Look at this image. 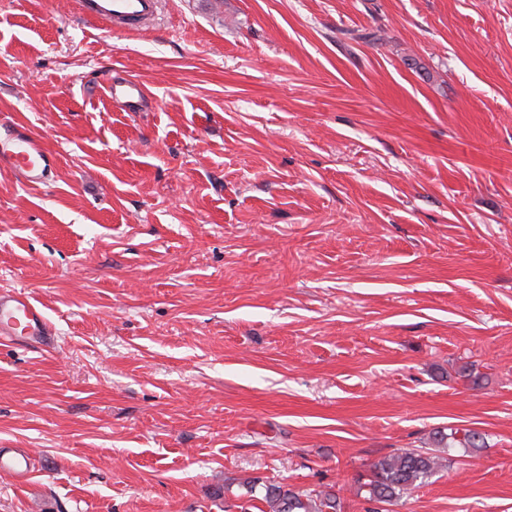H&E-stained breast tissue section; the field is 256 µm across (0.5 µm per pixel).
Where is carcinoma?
Masks as SVG:
<instances>
[{
	"label": "carcinoma",
	"instance_id": "carcinoma-1",
	"mask_svg": "<svg viewBox=\"0 0 512 512\" xmlns=\"http://www.w3.org/2000/svg\"><path fill=\"white\" fill-rule=\"evenodd\" d=\"M434 445L451 451L454 448H466L477 452L484 448L478 433L468 430L462 437L457 432H434ZM448 457L436 453L406 449L385 456L370 466V474L365 481L359 482L358 492L378 503L390 504L408 495L413 489L426 483L438 471L445 468ZM248 491L261 494V501L268 512H341V500L332 490H312L296 492L277 484L247 482Z\"/></svg>",
	"mask_w": 512,
	"mask_h": 512
}]
</instances>
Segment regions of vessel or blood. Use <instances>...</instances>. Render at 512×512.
<instances>
[{"instance_id":"obj_1","label":"vessel or blood","mask_w":512,"mask_h":512,"mask_svg":"<svg viewBox=\"0 0 512 512\" xmlns=\"http://www.w3.org/2000/svg\"><path fill=\"white\" fill-rule=\"evenodd\" d=\"M79 16L121 32L149 26L158 14L160 0H73ZM112 97L132 112L146 107L144 86L127 79L111 84ZM57 165L54 152L22 123L0 116V167L32 186L46 184ZM0 337L24 343L50 344L51 329L44 311L26 291L0 293ZM29 457L20 450L0 448V472L25 477Z\"/></svg>"}]
</instances>
